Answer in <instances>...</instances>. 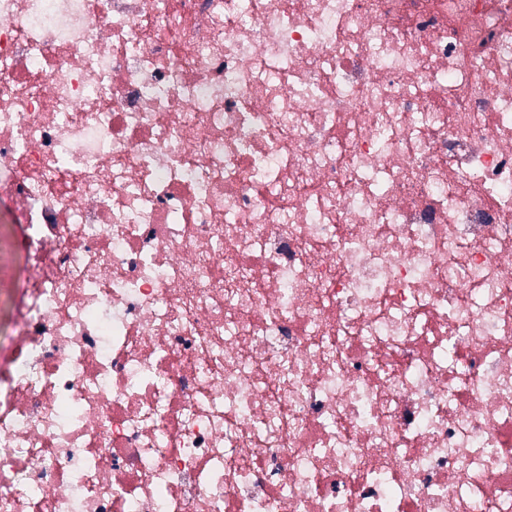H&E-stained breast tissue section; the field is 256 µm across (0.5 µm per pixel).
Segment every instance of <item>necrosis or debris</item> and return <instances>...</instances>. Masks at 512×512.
I'll use <instances>...</instances> for the list:
<instances>
[{"instance_id": "4bbe7bcc", "label": "necrosis or debris", "mask_w": 512, "mask_h": 512, "mask_svg": "<svg viewBox=\"0 0 512 512\" xmlns=\"http://www.w3.org/2000/svg\"><path fill=\"white\" fill-rule=\"evenodd\" d=\"M0 512H512V0H0Z\"/></svg>"}]
</instances>
